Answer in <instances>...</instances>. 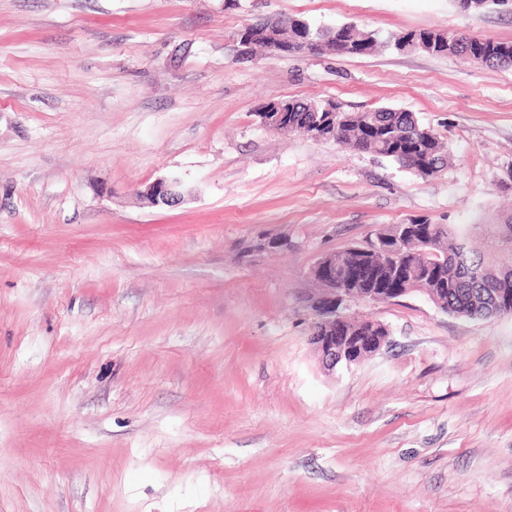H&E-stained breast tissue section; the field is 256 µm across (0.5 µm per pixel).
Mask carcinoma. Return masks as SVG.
Masks as SVG:
<instances>
[{
	"instance_id": "obj_1",
	"label": "carcinoma",
	"mask_w": 512,
	"mask_h": 512,
	"mask_svg": "<svg viewBox=\"0 0 512 512\" xmlns=\"http://www.w3.org/2000/svg\"><path fill=\"white\" fill-rule=\"evenodd\" d=\"M308 38L314 42L336 45V55L356 56L370 54L379 48L400 47V42L415 35L409 31L379 40L374 33L355 24L336 28L312 29L305 25ZM458 44L451 50L437 52L439 56H462L477 61L484 47L475 42V36L455 33ZM495 48L481 64L488 67H512V41H494ZM293 113L292 131L314 136L310 121L315 116L313 107L320 102L290 99ZM335 126L328 130L326 141H333L358 151L371 152L392 160L422 178L439 174L448 164L446 144L431 129L419 124L415 115L400 109L380 107L363 112L346 109L335 113ZM399 226L380 227L370 236L371 246H352L327 255V260L340 268L356 269L368 262L367 287L377 288L391 275L390 264L399 262L411 268L410 276L397 283L403 295L420 292L445 313L470 319H487L512 315V266L490 264L487 257L468 246V232L454 224H429L423 233L403 245L396 244ZM491 248L512 252V213L499 218L494 225ZM461 255L471 270L466 273L453 265L450 258ZM354 332L359 336V350L369 353L375 337L388 335L378 323L354 320L336 326L342 336Z\"/></svg>"
}]
</instances>
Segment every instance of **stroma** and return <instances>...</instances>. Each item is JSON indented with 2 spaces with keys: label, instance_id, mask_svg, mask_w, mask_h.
<instances>
[{
  "label": "stroma",
  "instance_id": "35a3bbf8",
  "mask_svg": "<svg viewBox=\"0 0 512 512\" xmlns=\"http://www.w3.org/2000/svg\"><path fill=\"white\" fill-rule=\"evenodd\" d=\"M288 16L512 41L451 0H0V512H512V317L355 300L378 352L308 341L321 257L512 210V68L240 57ZM303 98L414 113L450 163L256 117ZM160 178L183 203L140 201Z\"/></svg>",
  "mask_w": 512,
  "mask_h": 512
}]
</instances>
